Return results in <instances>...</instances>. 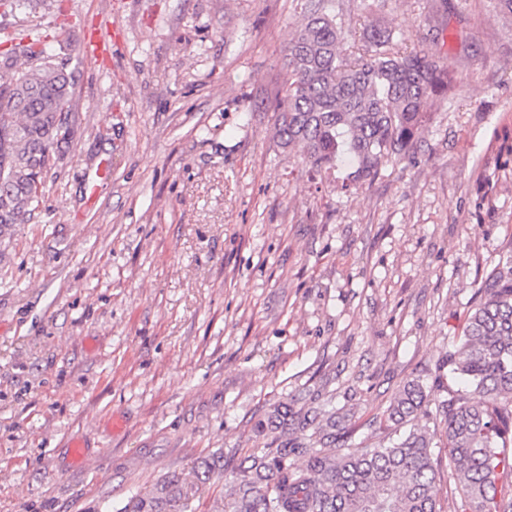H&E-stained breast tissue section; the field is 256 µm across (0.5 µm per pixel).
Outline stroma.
<instances>
[{
  "label": "stroma",
  "mask_w": 512,
  "mask_h": 512,
  "mask_svg": "<svg viewBox=\"0 0 512 512\" xmlns=\"http://www.w3.org/2000/svg\"><path fill=\"white\" fill-rule=\"evenodd\" d=\"M453 81L409 152L345 192L274 135L309 0H28L80 66L74 135L38 208L0 234V512H121L308 394L353 443L413 378L436 387L512 245V20L497 0H335ZM111 48L82 58L86 29ZM84 439L93 463L65 448Z\"/></svg>",
  "instance_id": "1"
}]
</instances>
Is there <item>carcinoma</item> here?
Returning a JSON list of instances; mask_svg holds the SVG:
<instances>
[{
  "label": "carcinoma",
  "mask_w": 512,
  "mask_h": 512,
  "mask_svg": "<svg viewBox=\"0 0 512 512\" xmlns=\"http://www.w3.org/2000/svg\"><path fill=\"white\" fill-rule=\"evenodd\" d=\"M319 0L285 50L288 74L275 136L317 171L352 161L349 183L379 174L413 148L431 119L427 101L448 93V64L398 46L372 24L363 55L349 63L332 7ZM0 52V229L20 224L42 198L53 153L70 140L61 103L78 106L77 68L46 51L49 35L23 29ZM478 297L445 364L446 396L430 399L423 381L400 387L379 420L378 441L351 447V410L321 394L316 405L274 407L254 430L263 448L227 466L220 455L204 477L224 475L221 512H441L434 448L448 449V478L461 512H512V245L481 281ZM435 402L439 428L415 424ZM186 484L172 476L124 512H187Z\"/></svg>",
  "instance_id": "carcinoma-1"
}]
</instances>
